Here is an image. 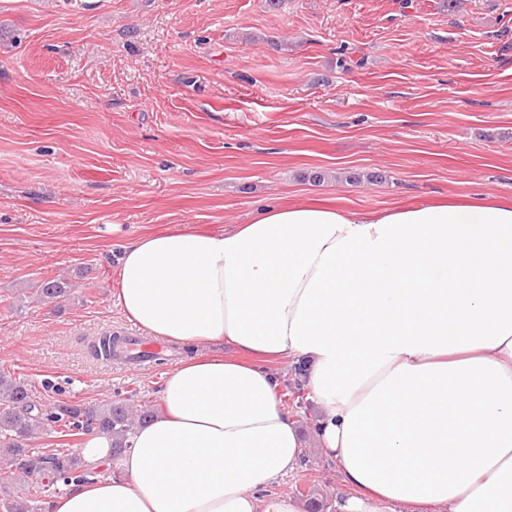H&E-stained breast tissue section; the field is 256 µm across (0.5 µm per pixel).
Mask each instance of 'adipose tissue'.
I'll use <instances>...</instances> for the list:
<instances>
[{
	"mask_svg": "<svg viewBox=\"0 0 512 512\" xmlns=\"http://www.w3.org/2000/svg\"><path fill=\"white\" fill-rule=\"evenodd\" d=\"M112 298L188 348L162 411L107 477L48 512H302L274 485L302 455L267 367L287 357L319 405L336 512H512V204L364 213L277 203L211 232L123 245Z\"/></svg>",
	"mask_w": 512,
	"mask_h": 512,
	"instance_id": "adipose-tissue-1",
	"label": "adipose tissue"
}]
</instances>
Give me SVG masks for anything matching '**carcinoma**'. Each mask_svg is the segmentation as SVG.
Returning a JSON list of instances; mask_svg holds the SVG:
<instances>
[{
  "mask_svg": "<svg viewBox=\"0 0 512 512\" xmlns=\"http://www.w3.org/2000/svg\"><path fill=\"white\" fill-rule=\"evenodd\" d=\"M64 279L41 282L36 293L44 303L68 295ZM152 410L135 407L125 399L94 404L46 403L32 384L0 371V464L17 471L28 469L23 479L26 496L16 495L0 482V512H40L62 485L81 482L93 474L80 453L70 448H33L37 432L55 425L67 436L107 434L112 437V458L132 448L134 430L150 421Z\"/></svg>",
  "mask_w": 512,
  "mask_h": 512,
  "instance_id": "cac0c4a2",
  "label": "carcinoma"
}]
</instances>
